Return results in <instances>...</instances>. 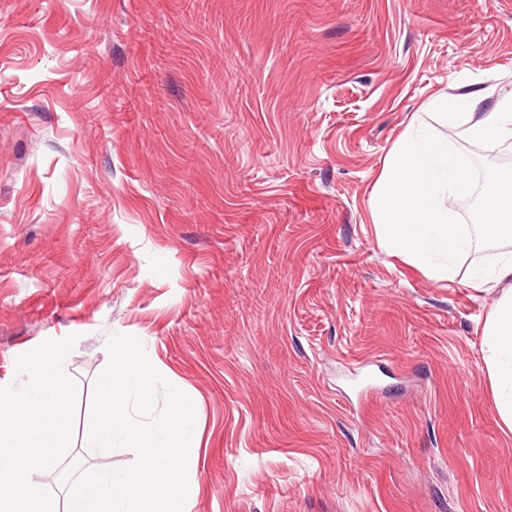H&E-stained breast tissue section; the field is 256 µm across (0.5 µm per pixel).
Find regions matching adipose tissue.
<instances>
[{
  "instance_id": "1",
  "label": "adipose tissue",
  "mask_w": 512,
  "mask_h": 512,
  "mask_svg": "<svg viewBox=\"0 0 512 512\" xmlns=\"http://www.w3.org/2000/svg\"><path fill=\"white\" fill-rule=\"evenodd\" d=\"M465 283L498 293L483 321L481 350L496 415L512 431V251L499 253L492 268L471 270Z\"/></svg>"
}]
</instances>
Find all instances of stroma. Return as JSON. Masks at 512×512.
<instances>
[{
  "label": "stroma",
  "mask_w": 512,
  "mask_h": 512,
  "mask_svg": "<svg viewBox=\"0 0 512 512\" xmlns=\"http://www.w3.org/2000/svg\"><path fill=\"white\" fill-rule=\"evenodd\" d=\"M512 92V0H0V386L76 335L79 470L115 334L193 402L189 512H512L496 292L380 247L415 113ZM369 362L367 380L350 363Z\"/></svg>",
  "instance_id": "1"
}]
</instances>
